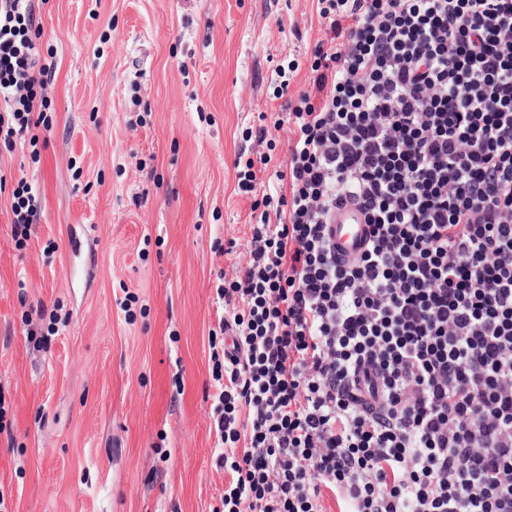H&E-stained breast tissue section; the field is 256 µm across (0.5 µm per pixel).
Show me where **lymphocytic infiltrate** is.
<instances>
[{
  "label": "lymphocytic infiltrate",
  "mask_w": 512,
  "mask_h": 512,
  "mask_svg": "<svg viewBox=\"0 0 512 512\" xmlns=\"http://www.w3.org/2000/svg\"><path fill=\"white\" fill-rule=\"evenodd\" d=\"M250 259L218 287L223 512H512V0H318ZM32 0H0V137L36 114ZM355 205L357 256L329 228Z\"/></svg>",
  "instance_id": "f902f5d3"
}]
</instances>
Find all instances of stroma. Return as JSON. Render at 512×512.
<instances>
[{
    "label": "stroma",
    "instance_id": "stroma-1",
    "mask_svg": "<svg viewBox=\"0 0 512 512\" xmlns=\"http://www.w3.org/2000/svg\"><path fill=\"white\" fill-rule=\"evenodd\" d=\"M34 9L55 73L37 144L0 139V512H218L209 339L253 222L234 160L285 157L277 71L307 88L327 23L317 0ZM21 180L41 207L22 249Z\"/></svg>",
    "mask_w": 512,
    "mask_h": 512
}]
</instances>
